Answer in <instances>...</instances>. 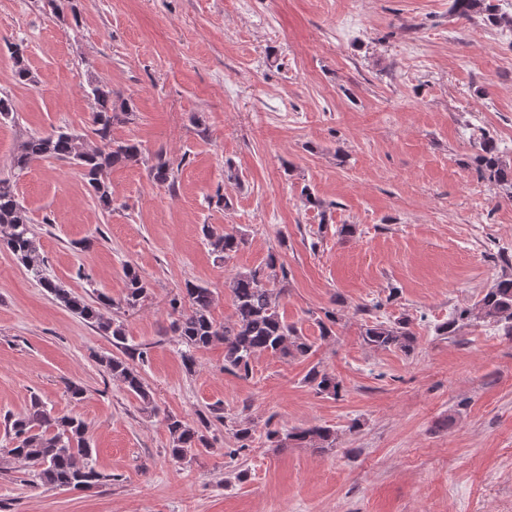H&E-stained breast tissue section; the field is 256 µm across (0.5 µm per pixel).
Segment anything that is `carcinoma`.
Wrapping results in <instances>:
<instances>
[{
  "label": "carcinoma",
  "instance_id": "carcinoma-1",
  "mask_svg": "<svg viewBox=\"0 0 512 512\" xmlns=\"http://www.w3.org/2000/svg\"><path fill=\"white\" fill-rule=\"evenodd\" d=\"M451 9L458 17L466 20L481 15L495 27L512 29V13L502 11L496 0H452ZM13 55L16 80L32 81V73L21 48H15ZM90 95L94 101L93 134L99 146L88 150L79 135L60 128L30 136L23 143L20 154L15 157L14 167L22 171L31 161L43 158L73 160L97 202L108 210L112 206V169L144 164L146 160L139 144L119 142L112 138V127L127 123L134 116L130 99L100 82L90 85ZM474 164L484 180L512 194V166L502 160L494 139L484 131L481 132L479 152L474 157ZM150 174L160 185H174L173 168L161 153L156 154L155 162L150 166ZM0 225L8 228L0 242L38 285L52 294L60 305L113 338V346L122 356L99 355L96 357L97 363L112 378L121 381L129 393L144 404H151L148 385L134 365L135 361L144 360L146 350L127 344L123 323L113 318L104 319L100 311L102 305L126 312L136 309L147 297L150 288L149 281L140 270L131 263L124 264L123 297L117 302L101 298L94 305L62 287L48 273L26 211L12 185L3 179H0ZM202 232L211 253L219 260L230 258L245 244L244 238L224 227L205 224ZM286 279L284 266L277 265V258L273 254L269 255L265 265L235 274L228 285L233 314L223 322L216 321L212 316L213 291L191 281L185 282L184 288L169 301L174 315L169 329L185 347L181 359L186 372L193 371L194 352L215 343L224 345V371L245 379L252 374V362L260 354L284 359L309 358L314 355L315 343L304 336L296 324L281 316L278 310L277 298L284 293ZM471 318L502 323L505 335L511 336L512 277L497 280L472 306L456 309L448 321L436 327V333L452 336L459 323ZM315 322L321 339L336 335L339 322L336 309H323V315L315 318ZM361 336L363 342L370 347L385 350L397 348L407 355L415 350L417 342L416 334L403 319L391 324L380 322L367 325ZM305 382L316 393L334 399L341 397L344 391L341 381L318 363L309 368ZM4 422L12 444L6 453L31 465L33 484L55 489H91L102 483L103 474L91 462L89 427L82 418L54 415L35 397L25 412L17 416L9 415ZM165 422L171 438L170 456L178 462H189L210 448L206 432L214 423L224 422V412L220 407H210L208 412L199 414L196 426L189 425L175 415L166 416ZM253 435L252 425L246 422L237 425L233 436L238 447L227 449V454L231 457L240 455L250 447ZM266 436L278 439L280 444L289 440L321 451L336 445L335 430L323 426L296 429L286 433L282 440L277 430L267 431Z\"/></svg>",
  "mask_w": 512,
  "mask_h": 512
}]
</instances>
